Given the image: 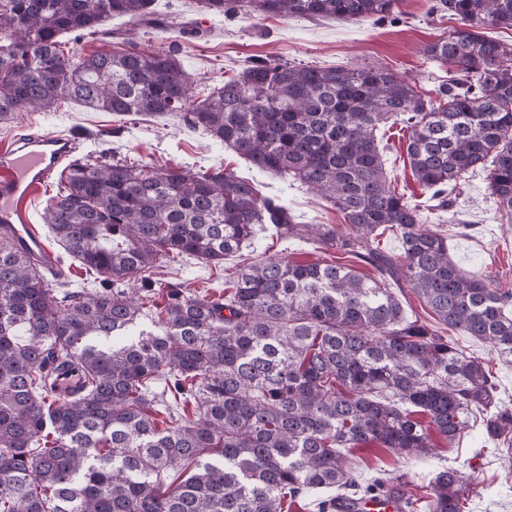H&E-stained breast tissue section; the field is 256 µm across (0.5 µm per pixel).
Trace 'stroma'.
<instances>
[{"label":"stroma","mask_w":512,"mask_h":512,"mask_svg":"<svg viewBox=\"0 0 512 512\" xmlns=\"http://www.w3.org/2000/svg\"><path fill=\"white\" fill-rule=\"evenodd\" d=\"M437 0H399L396 10L383 18L333 20L288 18L239 13L224 16L205 11L198 0H154L151 20L112 19L111 37L87 36L74 40L61 35L67 52L176 49L183 69L191 76L195 100L204 99L224 79L236 76L253 62L274 60L321 67L373 64L393 70L425 97L435 96L447 66L428 61L426 46L454 27L447 13L437 11ZM65 133L78 137L79 156L90 163H128L136 166L199 169L221 166L253 182L266 196L286 203L302 224L337 227L343 217L326 199L299 184L257 171L235 152L202 132L188 129L174 115L119 116L97 112L64 99L48 112H22L0 122V148L24 135ZM383 160L393 187L418 207L424 224L447 235L458 266L467 274L492 281L495 287L512 289V231L504 228L488 188L486 174L476 171L448 195V206L436 208L429 192L414 179L406 152L407 134L399 127L385 130ZM61 187L53 177L25 207V219L38 230L46 248L62 260L68 290L91 291L97 284L80 263L66 255L43 222L44 210ZM260 253L300 263L334 260L329 247L313 242L259 234L253 248L226 257L219 266H203L193 260L169 263L154 270L162 281L182 285L197 294L222 290L228 273ZM455 342L466 354L482 358L497 378L505 404L512 406V366L501 362L487 344L468 336ZM436 451L417 462L384 448H359L351 458L360 485L379 477L400 478L412 492L428 485L435 471L452 465L476 478L478 488L466 504V512H512V469L496 442L485 441L481 423H474L455 446L433 435Z\"/></svg>","instance_id":"35a3bbf8"}]
</instances>
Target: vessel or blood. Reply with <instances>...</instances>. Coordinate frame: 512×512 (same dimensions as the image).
<instances>
[{"label":"vessel or blood","mask_w":512,"mask_h":512,"mask_svg":"<svg viewBox=\"0 0 512 512\" xmlns=\"http://www.w3.org/2000/svg\"><path fill=\"white\" fill-rule=\"evenodd\" d=\"M74 150L71 138L58 136L23 140L0 150V224L13 232L23 249L43 250L39 236L24 222V208Z\"/></svg>","instance_id":"b4317fda"}]
</instances>
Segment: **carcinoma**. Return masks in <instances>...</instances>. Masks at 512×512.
Wrapping results in <instances>:
<instances>
[{
  "mask_svg": "<svg viewBox=\"0 0 512 512\" xmlns=\"http://www.w3.org/2000/svg\"><path fill=\"white\" fill-rule=\"evenodd\" d=\"M152 0H0V120L69 98L116 115L176 113L245 157L333 203L343 231L296 224L223 167L163 170L80 160L45 212L56 241L101 278L68 292L64 274L0 234V512H284L324 489L332 512L356 504L349 453L432 454L481 416L485 436H512V408L484 362L408 319L387 280L414 289L449 330L512 364V291L466 275L448 237L421 224L395 191L379 149L391 121L410 130L419 185L443 199L481 168L512 221V47L485 26L512 27V0H440L460 27L425 49L455 74L434 99L381 67L259 60L193 101L172 53L64 54L63 33L99 35L114 17L142 19ZM224 15L381 18L398 0H201ZM273 228L325 243L348 262L263 257L201 297L157 283L176 258L224 263ZM400 232L401 253L376 231ZM141 283L127 290L123 285ZM82 379L71 392L56 381ZM164 384L176 414L154 413ZM470 479L438 471L418 498L391 478L371 490L396 512H463Z\"/></svg>",
  "mask_w": 512,
  "mask_h": 512,
  "instance_id": "cac0c4a2",
  "label": "carcinoma"
}]
</instances>
